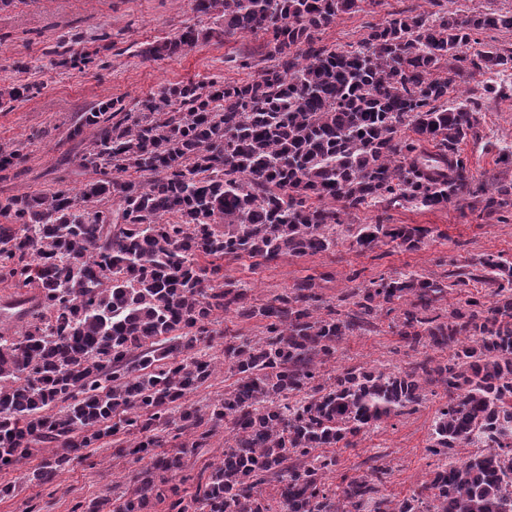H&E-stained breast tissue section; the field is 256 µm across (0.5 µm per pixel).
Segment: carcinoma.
Returning <instances> with one entry per match:
<instances>
[{"label": "carcinoma", "mask_w": 512, "mask_h": 512, "mask_svg": "<svg viewBox=\"0 0 512 512\" xmlns=\"http://www.w3.org/2000/svg\"><path fill=\"white\" fill-rule=\"evenodd\" d=\"M361 2L193 0L226 39L269 35L258 76L164 85L139 102L134 121L123 99L102 102L70 133H90L80 163L101 170L100 180L77 190L61 179L49 193L0 200V283L38 291L31 308L8 305L19 330H0V470L53 443V460L32 473L46 483L75 451L123 429L139 435L127 454L151 462L132 470L117 506L103 495L81 512H512L511 262L486 254L473 272H449L457 287L491 285L493 302L471 293L445 313L437 303L448 285L412 273L358 284L334 304L310 278L259 305L214 279L224 259L258 267L328 252L344 217L375 203L435 210L471 197L488 216L512 206V183L485 192L462 155L481 112L448 104L464 75L486 96L512 97V85L483 79L512 70V50L490 38L512 30V12L464 15L445 0L437 12L392 14L356 47L322 45L323 31ZM211 36L187 25L141 55L162 58ZM95 57L66 51L49 65L84 70ZM31 90L1 88L0 107ZM345 232L372 252L388 243L415 250L430 229L377 222ZM230 311L261 322L262 337L224 344V370L236 381L203 414L183 399L217 362L194 349L213 315ZM390 314L421 357L402 372L359 366L323 378L341 342ZM432 387L448 400L421 491L384 494L382 463L338 492L325 487L336 459L316 449L348 447L413 413ZM222 427L223 457L179 475L183 455ZM169 431L188 440L155 452ZM483 438L485 447L457 458ZM189 481L193 491H180ZM273 482L277 496L264 497Z\"/></svg>", "instance_id": "carcinoma-1"}]
</instances>
